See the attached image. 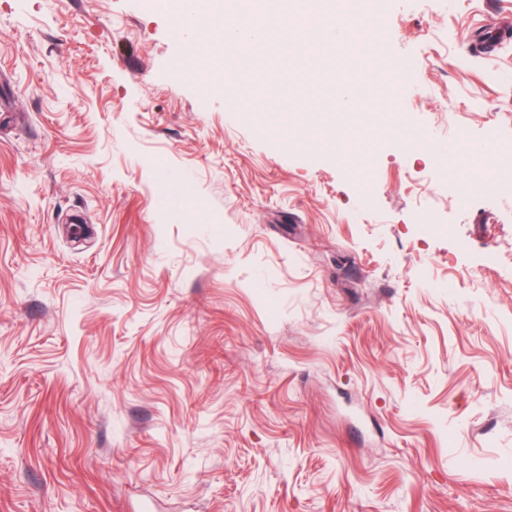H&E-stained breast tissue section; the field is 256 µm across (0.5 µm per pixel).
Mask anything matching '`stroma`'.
I'll return each mask as SVG.
<instances>
[{
    "mask_svg": "<svg viewBox=\"0 0 512 512\" xmlns=\"http://www.w3.org/2000/svg\"><path fill=\"white\" fill-rule=\"evenodd\" d=\"M380 7L246 96L157 0H0V512H512V208L432 149L512 144V0Z\"/></svg>",
    "mask_w": 512,
    "mask_h": 512,
    "instance_id": "stroma-1",
    "label": "stroma"
}]
</instances>
